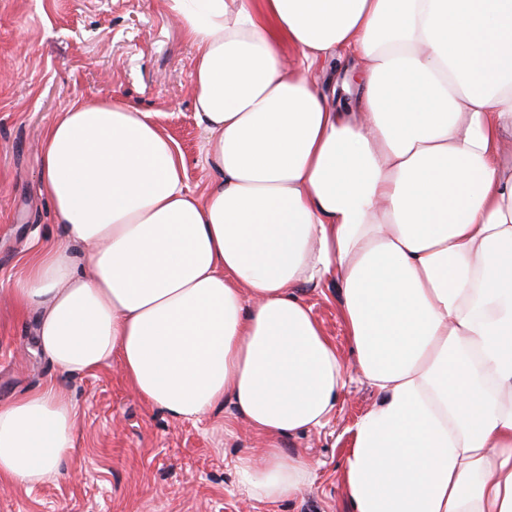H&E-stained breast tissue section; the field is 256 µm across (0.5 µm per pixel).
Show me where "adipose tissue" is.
<instances>
[{
    "instance_id": "ef3b65f1",
    "label": "adipose tissue",
    "mask_w": 512,
    "mask_h": 512,
    "mask_svg": "<svg viewBox=\"0 0 512 512\" xmlns=\"http://www.w3.org/2000/svg\"><path fill=\"white\" fill-rule=\"evenodd\" d=\"M162 3L218 176L196 197L150 113L70 102L38 144L61 238L12 290L38 350L63 376L118 362L177 420L228 408L267 441L239 486L276 503L316 470L282 439L346 386L302 295L336 284L379 395L343 463L352 512H512V0ZM340 49L367 63L350 111L313 77ZM77 416L62 380L0 401V481H56Z\"/></svg>"
}]
</instances>
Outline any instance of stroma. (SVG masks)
Instances as JSON below:
<instances>
[{"label":"stroma","instance_id":"35a3bbf8","mask_svg":"<svg viewBox=\"0 0 512 512\" xmlns=\"http://www.w3.org/2000/svg\"><path fill=\"white\" fill-rule=\"evenodd\" d=\"M193 55L160 0H0V400L61 377L36 352L32 321L15 320L10 292L23 260L61 234L41 191L36 140L75 98L112 96L152 113L203 196L214 173L192 106ZM304 298L348 367L336 415L283 448L317 464L313 483L274 504L242 495L233 468L260 455L256 433L224 431V411L177 422L151 407L117 363L64 379L78 404L74 467L26 489L0 482V512H349L341 480L350 430L379 400L362 381L335 287Z\"/></svg>","mask_w":512,"mask_h":512}]
</instances>
